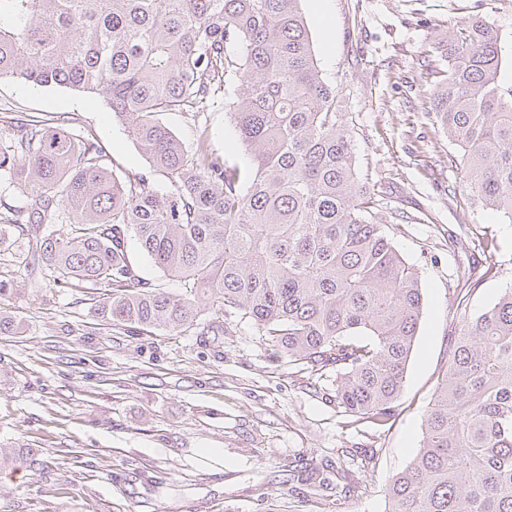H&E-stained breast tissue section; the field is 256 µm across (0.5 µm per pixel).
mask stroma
<instances>
[{"mask_svg": "<svg viewBox=\"0 0 512 512\" xmlns=\"http://www.w3.org/2000/svg\"><path fill=\"white\" fill-rule=\"evenodd\" d=\"M323 78L353 135L377 221L418 273L424 308L391 422L382 429L332 398L330 378L274 354L246 319L200 300L195 326L135 335L94 314L97 291L28 274L12 241L0 252L6 305L21 322L0 334V457L33 448L45 468L0 474V512H387L389 478L412 461L448 341L512 287V221L478 204L454 165L459 148L422 104L429 49L481 17L498 31L512 87V0H301ZM70 113L110 154L116 173L149 165L102 100L0 78V137L11 118ZM214 153L252 167L216 92L205 114ZM477 278H469V267ZM358 449L361 497L315 495Z\"/></svg>", "mask_w": 512, "mask_h": 512, "instance_id": "obj_1", "label": "stroma"}]
</instances>
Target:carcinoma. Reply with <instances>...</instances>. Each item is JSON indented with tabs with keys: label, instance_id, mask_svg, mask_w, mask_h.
Returning <instances> with one entry per match:
<instances>
[{
	"label": "carcinoma",
	"instance_id": "1",
	"mask_svg": "<svg viewBox=\"0 0 512 512\" xmlns=\"http://www.w3.org/2000/svg\"><path fill=\"white\" fill-rule=\"evenodd\" d=\"M299 2L0 0V77L102 98L149 164L121 178L75 118H20L0 140V180L35 206L0 201V224L30 237L26 271L106 288L94 311L110 325L185 330L207 297L289 361L335 372L337 405L385 426L422 288L373 219L374 188L358 175ZM432 52L446 63L429 97L434 119L460 148L476 200L512 220V88L499 83L497 30L475 18ZM220 88L252 157L245 178L214 156L207 125L189 150L159 118L200 112ZM131 236L180 293L138 274ZM386 498L388 512H512V288L462 315L420 446Z\"/></svg>",
	"mask_w": 512,
	"mask_h": 512
}]
</instances>
